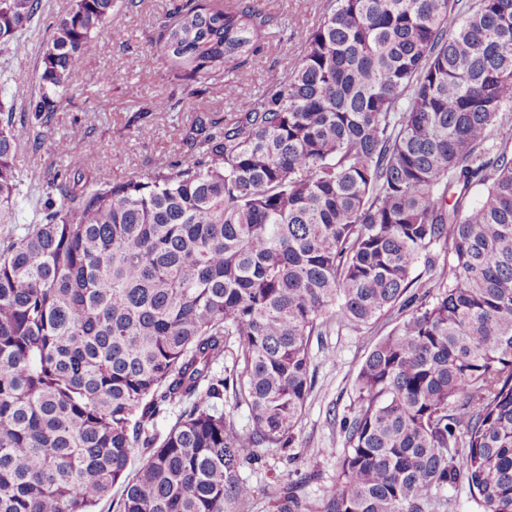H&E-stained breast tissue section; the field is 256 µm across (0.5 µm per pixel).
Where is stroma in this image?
Here are the masks:
<instances>
[{
  "instance_id": "35a3bbf8",
  "label": "stroma",
  "mask_w": 512,
  "mask_h": 512,
  "mask_svg": "<svg viewBox=\"0 0 512 512\" xmlns=\"http://www.w3.org/2000/svg\"><path fill=\"white\" fill-rule=\"evenodd\" d=\"M172 0H118L108 27L97 31L94 55L79 60L73 83L63 96L51 126L17 124L15 163L25 180L44 181L61 169H91L93 155L73 144V127H81L99 151L111 152L113 140L125 148L112 154L111 163L97 169L101 180L148 176L169 156L182 152L181 129L193 112L156 114L144 121L134 115L153 99L172 88V75L158 52L160 25ZM71 0H44L42 17L19 40L0 51V104L22 107L39 89L38 56L50 35L49 25L66 12ZM259 8L272 17L273 25L261 40L262 68L251 71L234 93H227L223 79L209 88L213 112L224 116L239 104L262 93L266 70L289 71L300 55L308 34L321 22L326 0H258ZM121 39H113V31ZM22 81H11L14 72ZM112 74L111 85H95L97 73ZM385 317L361 329L336 328L313 338L310 347L315 388L295 429L291 448H261L259 460L243 465L242 478L257 490L254 512H278L288 489H295L309 507H317L336 480L338 460L345 447L341 425L356 407V376L373 346L394 327Z\"/></svg>"
}]
</instances>
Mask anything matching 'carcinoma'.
I'll return each mask as SVG.
<instances>
[{
    "instance_id": "carcinoma-1",
    "label": "carcinoma",
    "mask_w": 512,
    "mask_h": 512,
    "mask_svg": "<svg viewBox=\"0 0 512 512\" xmlns=\"http://www.w3.org/2000/svg\"><path fill=\"white\" fill-rule=\"evenodd\" d=\"M115 2L52 23L28 120L54 119ZM328 2L294 68L219 117L209 81L233 92L272 19L176 0L158 43L177 83L138 118L191 104L187 151L144 178L66 169L30 190L31 222L0 244V512H92L119 482L117 512H253L244 449L292 445L312 338L394 312L316 512H440L459 481L512 512V0ZM41 12L0 0V43ZM14 126L0 112V224L20 206ZM438 244L437 291H411ZM166 406L177 420L148 434Z\"/></svg>"
}]
</instances>
